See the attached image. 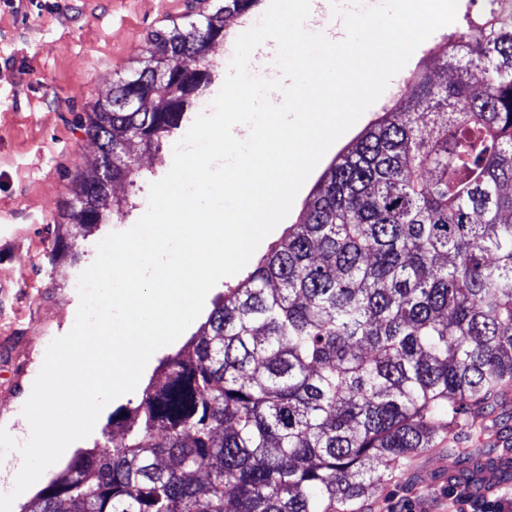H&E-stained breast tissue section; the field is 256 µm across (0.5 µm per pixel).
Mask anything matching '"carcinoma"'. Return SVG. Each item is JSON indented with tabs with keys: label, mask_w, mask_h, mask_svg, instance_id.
<instances>
[{
	"label": "carcinoma",
	"mask_w": 512,
	"mask_h": 512,
	"mask_svg": "<svg viewBox=\"0 0 512 512\" xmlns=\"http://www.w3.org/2000/svg\"><path fill=\"white\" fill-rule=\"evenodd\" d=\"M260 0H212L148 38L143 66L80 117L112 180L134 133L158 150L212 80L205 43ZM413 73L330 164L297 222L228 288L120 437L79 455L23 512H353L384 472L437 451L496 477L478 441L512 383V0ZM450 69L446 85L432 72ZM100 165L71 179L66 224L126 199Z\"/></svg>",
	"instance_id": "obj_1"
}]
</instances>
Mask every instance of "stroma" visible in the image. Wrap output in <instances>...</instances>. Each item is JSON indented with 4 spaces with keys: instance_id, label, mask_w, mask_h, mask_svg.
I'll return each instance as SVG.
<instances>
[{
    "instance_id": "obj_1",
    "label": "stroma",
    "mask_w": 512,
    "mask_h": 512,
    "mask_svg": "<svg viewBox=\"0 0 512 512\" xmlns=\"http://www.w3.org/2000/svg\"><path fill=\"white\" fill-rule=\"evenodd\" d=\"M189 2L0 0V426L28 399L48 345L75 322L80 297L71 287L73 277L89 266L100 240L136 223L147 208L150 183L172 165V142L139 151L140 181L116 189L128 200L123 212L62 237L60 211L71 195V177L89 169L97 155L78 117L138 67L151 32L180 20ZM381 106L372 105L328 150L298 193L287 223L296 221L330 162L378 117ZM183 345L179 339L157 350L138 388L109 403L75 450L93 448L113 418L136 406L145 387L157 381L161 362ZM511 429L512 413L479 435L500 469L490 486L469 481L466 461L452 467L447 458L429 453L414 459L411 472L386 475L369 488L362 512H393L398 505L408 512H450L449 489L475 501L512 489V461L501 456Z\"/></svg>"
}]
</instances>
